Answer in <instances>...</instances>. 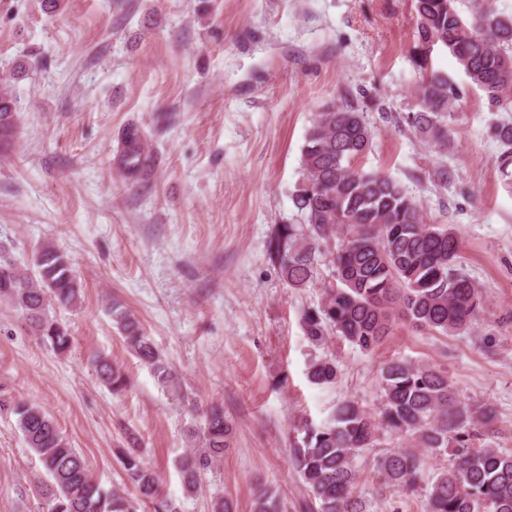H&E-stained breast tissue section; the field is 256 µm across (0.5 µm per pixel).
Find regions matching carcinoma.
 Listing matches in <instances>:
<instances>
[{
    "instance_id": "cac0c4a2",
    "label": "carcinoma",
    "mask_w": 512,
    "mask_h": 512,
    "mask_svg": "<svg viewBox=\"0 0 512 512\" xmlns=\"http://www.w3.org/2000/svg\"><path fill=\"white\" fill-rule=\"evenodd\" d=\"M457 3L413 0L417 31L410 59L421 81L414 87L419 110L409 113L407 122L436 146L448 143V112L459 94L448 76L434 69L435 48L448 50L490 106L512 108V16L474 0L466 19ZM366 108L363 101L345 102L315 114L302 147L303 180L293 196L302 223L275 227L269 257L288 287L299 290L317 277L321 257L330 255L334 282L325 286L321 305L302 316L304 336L315 345L336 338L371 351L400 320L417 329L456 334L477 316L483 291L458 262L460 240L453 227L426 223L420 204L399 182L353 166L371 147ZM16 129L12 92L1 86L0 146L11 144ZM489 133L501 147L499 172L512 182V123H494ZM124 144V168L135 176L148 174L152 154L141 131L128 129ZM33 264L35 275L22 272L0 246V297L26 315L43 343L64 353L70 335L48 311L77 304L81 283L67 254L53 244L41 245ZM109 315L131 354L151 369L162 388L179 395L175 372L135 316L117 302L110 304ZM93 365L110 390L126 388L125 373L110 358L97 355ZM307 377L319 387L336 384V359L312 361ZM381 390V408L375 413L346 399L328 420L300 423L290 457L310 497L303 504L307 512H365L355 491V460L376 447L384 429L411 436L415 447L390 448L377 459L383 484L413 487L422 480L419 450L452 448L448 466L426 484L427 512H512V453L477 445L481 430L492 432L493 408L463 402L447 371L431 364L387 362L381 368ZM1 411L16 417L27 447L43 467L38 488L48 512H138L141 502L150 503L154 512H177L137 448L120 459L138 494L131 499L93 478L84 456L42 407L0 396ZM188 434L193 446L178 460V470L184 490L195 493L202 472L219 466L231 447L233 426L223 409L211 407ZM253 512H279L277 491L258 490Z\"/></svg>"
}]
</instances>
